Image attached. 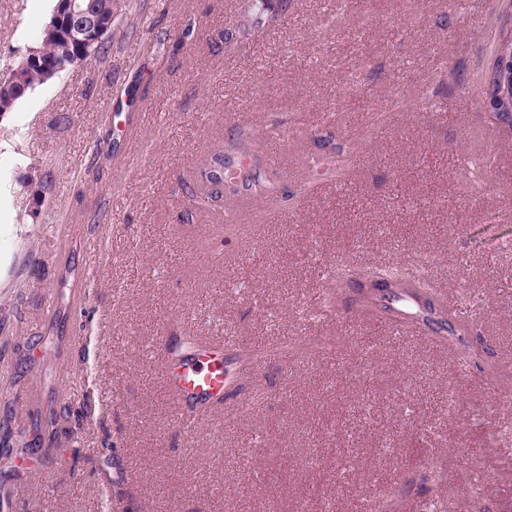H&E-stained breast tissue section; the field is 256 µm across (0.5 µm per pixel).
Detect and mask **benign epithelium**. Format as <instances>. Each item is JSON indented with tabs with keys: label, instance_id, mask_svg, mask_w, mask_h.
<instances>
[{
	"label": "benign epithelium",
	"instance_id": "7a95c632",
	"mask_svg": "<svg viewBox=\"0 0 512 512\" xmlns=\"http://www.w3.org/2000/svg\"><path fill=\"white\" fill-rule=\"evenodd\" d=\"M111 33L112 28L100 19L93 0H58L45 26L43 44L30 50L20 66L1 77L0 86L7 90H25L27 71L32 65L54 74L80 64L91 55V49ZM55 39L76 43L79 52L59 62L45 60V44ZM481 105L500 133L512 135V34L497 44Z\"/></svg>",
	"mask_w": 512,
	"mask_h": 512
}]
</instances>
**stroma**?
<instances>
[{"mask_svg": "<svg viewBox=\"0 0 512 512\" xmlns=\"http://www.w3.org/2000/svg\"><path fill=\"white\" fill-rule=\"evenodd\" d=\"M54 0H0V75ZM512 0H112L104 51L0 115V512H356L443 471L445 512H512V135L476 91ZM280 132L276 206L196 178ZM352 154L345 181L307 165ZM413 261L476 302L492 389L420 332L308 313L329 264ZM55 304L46 307L45 294ZM304 346L194 433L149 353L185 332ZM454 407H447L448 397Z\"/></svg>", "mask_w": 512, "mask_h": 512, "instance_id": "stroma-1", "label": "stroma"}]
</instances>
